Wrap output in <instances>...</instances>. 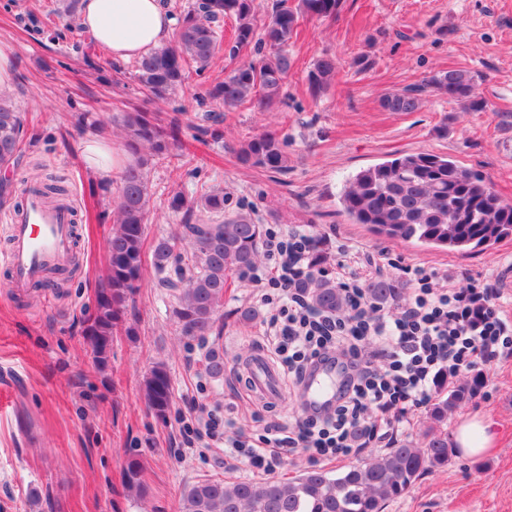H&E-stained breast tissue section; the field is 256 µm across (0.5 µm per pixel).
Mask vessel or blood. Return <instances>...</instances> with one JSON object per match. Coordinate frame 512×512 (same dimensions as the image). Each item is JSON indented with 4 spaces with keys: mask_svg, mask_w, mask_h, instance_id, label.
I'll return each mask as SVG.
<instances>
[{
    "mask_svg": "<svg viewBox=\"0 0 512 512\" xmlns=\"http://www.w3.org/2000/svg\"><path fill=\"white\" fill-rule=\"evenodd\" d=\"M10 247L0 256L11 274L10 286L15 296L23 298L40 282L47 269L66 264L74 251L75 225L69 208L45 206L36 194H29L27 203L13 213ZM252 391L268 402L280 400L278 377L265 359H257L245 370ZM306 399L316 405H329L336 399V378L333 370L322 368L307 378Z\"/></svg>",
    "mask_w": 512,
    "mask_h": 512,
    "instance_id": "obj_1",
    "label": "vessel or blood"
}]
</instances>
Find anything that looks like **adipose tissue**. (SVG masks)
Wrapping results in <instances>:
<instances>
[{"instance_id": "ef3b65f1", "label": "adipose tissue", "mask_w": 512, "mask_h": 512, "mask_svg": "<svg viewBox=\"0 0 512 512\" xmlns=\"http://www.w3.org/2000/svg\"><path fill=\"white\" fill-rule=\"evenodd\" d=\"M78 24L98 48L113 59L128 61L168 39L174 19L163 0H82ZM84 159L103 181L111 180L128 161L122 149L95 134L85 139ZM495 441L486 418H466L456 428V444L464 455H482Z\"/></svg>"}]
</instances>
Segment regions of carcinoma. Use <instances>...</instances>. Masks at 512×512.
I'll list each match as a JSON object with an SVG mask.
<instances>
[{"label": "carcinoma", "instance_id": "carcinoma-1", "mask_svg": "<svg viewBox=\"0 0 512 512\" xmlns=\"http://www.w3.org/2000/svg\"><path fill=\"white\" fill-rule=\"evenodd\" d=\"M340 0H278L263 24H258L256 0H196L184 14L173 43L153 49L137 64V80L153 99L168 98L188 78L190 71L205 70L222 50L235 56L253 44L265 50L259 58L244 62L209 96L229 112L245 103L270 110L281 95L293 67L288 44L297 35L300 19L336 16ZM235 19L234 40L225 47L219 23ZM336 58L325 55L313 65L309 84L315 92L332 85ZM475 76L464 70L438 73L422 86L394 92L382 99L390 112H414L422 95L433 92L455 98L471 110L483 106L472 98ZM125 147L132 159L119 176L112 233L106 241L108 272L105 286L95 295L94 311L87 319L84 336L97 367L107 366L113 337L127 302L143 276V242L147 230L149 174L152 161L168 156L176 140L177 122L163 124L146 112H127L122 118ZM23 120L11 102L0 94V165L19 156ZM241 164L271 172L288 169V157L276 133L269 131L244 142L236 150ZM38 190L50 203L61 202L65 189L40 183ZM224 191L213 190L189 200L176 193L168 209L181 213L184 223L171 236L160 238L152 252L156 287L166 289L176 302L174 317L180 335L206 339L220 334V307L232 273L245 276L258 264L264 226L250 214L237 212L214 224L211 213L224 212ZM342 205L354 224H364L390 241L418 242L461 253L483 249L512 235V203L503 201L490 181L446 156L418 152L405 154L359 172L346 186ZM312 304L327 312L346 309L336 285L317 277L310 283ZM403 288L391 278L367 285L369 299L377 305L401 298ZM486 382L482 370L463 380L440 381L442 391L433 400L429 422L421 441L400 440L347 466L333 475L310 468L298 478H220L196 482L183 496L180 512H383L385 505L402 498L424 474L448 466L453 448L448 444V413L475 398ZM145 403L164 419L172 405L170 376L159 363L144 383ZM142 464L136 458L123 468L127 490L141 487Z\"/></svg>", "mask_w": 512, "mask_h": 512}]
</instances>
